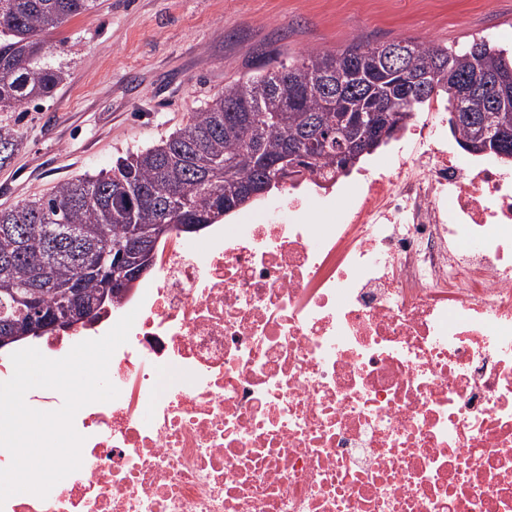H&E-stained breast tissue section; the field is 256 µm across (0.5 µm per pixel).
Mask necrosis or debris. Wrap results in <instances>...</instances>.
<instances>
[{
  "label": "necrosis or debris",
  "instance_id": "1",
  "mask_svg": "<svg viewBox=\"0 0 512 512\" xmlns=\"http://www.w3.org/2000/svg\"><path fill=\"white\" fill-rule=\"evenodd\" d=\"M427 109L339 221L304 175L287 216L171 233L96 318L0 347L4 382L136 315L81 468L0 512H512V172Z\"/></svg>",
  "mask_w": 512,
  "mask_h": 512
}]
</instances>
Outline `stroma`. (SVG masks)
Returning <instances> with one entry per match:
<instances>
[{"label": "stroma", "instance_id": "stroma-1", "mask_svg": "<svg viewBox=\"0 0 512 512\" xmlns=\"http://www.w3.org/2000/svg\"><path fill=\"white\" fill-rule=\"evenodd\" d=\"M474 36L512 43V0H95L51 37L64 74L53 97L0 112L20 140L0 167V209L158 143L271 54Z\"/></svg>", "mask_w": 512, "mask_h": 512}]
</instances>
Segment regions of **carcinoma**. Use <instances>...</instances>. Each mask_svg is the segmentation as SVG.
Returning a JSON list of instances; mask_svg holds the SVG:
<instances>
[{
	"label": "carcinoma",
	"instance_id": "carcinoma-1",
	"mask_svg": "<svg viewBox=\"0 0 512 512\" xmlns=\"http://www.w3.org/2000/svg\"><path fill=\"white\" fill-rule=\"evenodd\" d=\"M93 0H0V112H24L53 95L63 73L45 61L46 35L87 11ZM403 70L429 73L436 95L450 98L448 80L482 76L512 80V47L474 38L464 49L434 41L403 40ZM379 45L355 42L334 52L307 50L288 66L263 69L224 86L205 109L159 143L130 152L95 176L64 181L47 197H34L0 210V336L47 331L53 322L33 325L30 301L47 319L62 290L74 281L89 304L100 299L106 275L90 271L89 256L126 243L131 227L216 224L245 204L247 184L263 185L271 172L258 158L278 159L298 149L295 175L335 174L349 167L329 138L341 115L369 106L381 123L398 115L393 127L411 120L433 98L400 99L403 76L367 87L349 85L355 67L379 71ZM461 148L478 132L495 127L505 138L501 151L512 157V111L491 106L484 95L469 101V112L450 121ZM18 136L0 126V166L11 160ZM49 270L36 284L29 259Z\"/></svg>",
	"mask_w": 512,
	"mask_h": 512
}]
</instances>
